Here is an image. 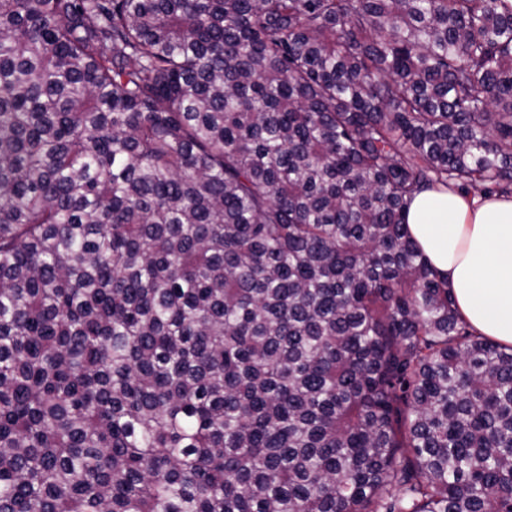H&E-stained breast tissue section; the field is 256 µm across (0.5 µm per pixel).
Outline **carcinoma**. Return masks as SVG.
I'll list each match as a JSON object with an SVG mask.
<instances>
[{
	"label": "carcinoma",
	"instance_id": "obj_1",
	"mask_svg": "<svg viewBox=\"0 0 512 512\" xmlns=\"http://www.w3.org/2000/svg\"><path fill=\"white\" fill-rule=\"evenodd\" d=\"M441 189L512 196V0H0V512H512Z\"/></svg>",
	"mask_w": 512,
	"mask_h": 512
}]
</instances>
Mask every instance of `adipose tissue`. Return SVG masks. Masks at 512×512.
<instances>
[{
	"instance_id": "1",
	"label": "adipose tissue",
	"mask_w": 512,
	"mask_h": 512,
	"mask_svg": "<svg viewBox=\"0 0 512 512\" xmlns=\"http://www.w3.org/2000/svg\"><path fill=\"white\" fill-rule=\"evenodd\" d=\"M407 222L473 330L511 346L512 197L470 199L426 190L413 200Z\"/></svg>"
}]
</instances>
